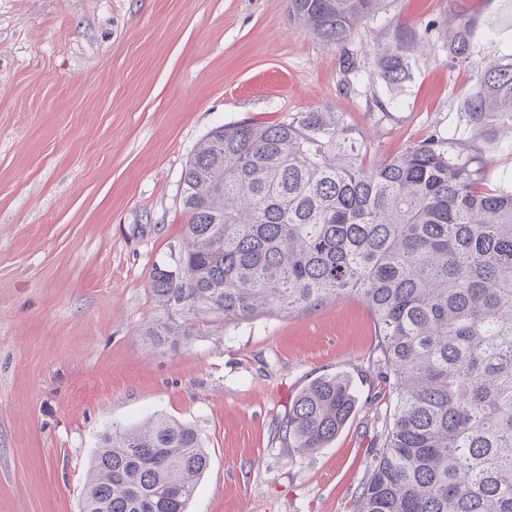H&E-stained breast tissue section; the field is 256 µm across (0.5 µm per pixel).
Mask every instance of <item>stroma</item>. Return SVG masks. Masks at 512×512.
Segmentation results:
<instances>
[{
	"instance_id": "stroma-1",
	"label": "stroma",
	"mask_w": 512,
	"mask_h": 512,
	"mask_svg": "<svg viewBox=\"0 0 512 512\" xmlns=\"http://www.w3.org/2000/svg\"><path fill=\"white\" fill-rule=\"evenodd\" d=\"M463 20L471 62L452 69ZM398 28L425 47L393 93L370 50ZM510 55L512 0H391L341 48L288 0H0V512H80L101 435L157 413L209 456L189 512H351L392 405L363 301L143 336L153 271L185 246V165L218 125L323 105L394 155L463 127L477 70ZM335 374L354 413L326 448H284L298 393ZM472 35L473 27L469 21H461L455 27L448 28V61L452 66L460 67L469 62Z\"/></svg>"
}]
</instances>
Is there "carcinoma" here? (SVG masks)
Wrapping results in <instances>:
<instances>
[{
	"instance_id": "carcinoma-1",
	"label": "carcinoma",
	"mask_w": 512,
	"mask_h": 512,
	"mask_svg": "<svg viewBox=\"0 0 512 512\" xmlns=\"http://www.w3.org/2000/svg\"><path fill=\"white\" fill-rule=\"evenodd\" d=\"M388 0H288L291 20L339 45ZM473 27L448 29L469 62ZM422 38L372 47L390 89ZM466 127L375 159L328 107L224 124L188 161L186 246L158 267L153 346L200 325L295 314L354 295L372 311L395 399L352 512H512V188L488 185L481 140L512 151V57L475 75ZM356 408L344 375L304 387L279 424L287 448L326 447ZM209 457L197 430L153 415L102 435L82 512H187Z\"/></svg>"
}]
</instances>
